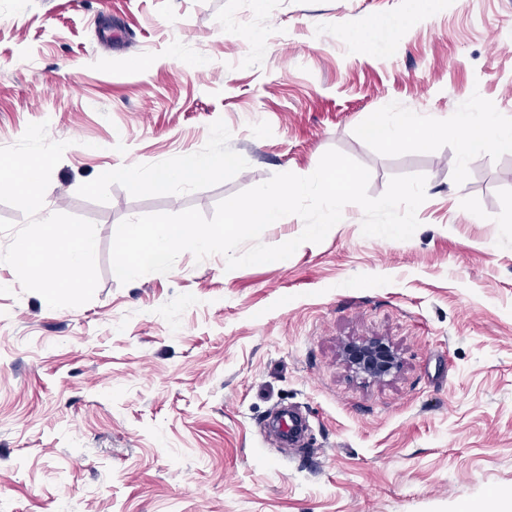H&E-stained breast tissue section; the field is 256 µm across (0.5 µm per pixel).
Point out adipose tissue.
<instances>
[{
	"label": "adipose tissue",
	"mask_w": 512,
	"mask_h": 512,
	"mask_svg": "<svg viewBox=\"0 0 512 512\" xmlns=\"http://www.w3.org/2000/svg\"><path fill=\"white\" fill-rule=\"evenodd\" d=\"M454 127L460 137L461 147L472 142H482L498 152H512V125L501 123L491 112L462 111L457 113ZM419 119L416 113H403L399 120H392L387 114H376L364 128L365 135L384 146H408L423 148L425 142L418 138ZM235 154L208 156L186 153L177 166L166 164L154 168L149 179H142L129 167L117 166L109 173L110 178L121 179L135 192H165L177 186H188L213 180L225 169L236 166Z\"/></svg>",
	"instance_id": "obj_1"
}]
</instances>
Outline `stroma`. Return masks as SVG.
<instances>
[{"instance_id": "obj_1", "label": "stroma", "mask_w": 512, "mask_h": 512, "mask_svg": "<svg viewBox=\"0 0 512 512\" xmlns=\"http://www.w3.org/2000/svg\"><path fill=\"white\" fill-rule=\"evenodd\" d=\"M463 110L512 123V0H0V147L43 121L66 142L44 198L94 223L99 273L52 309L0 262V512H482L512 492V153L460 152ZM377 112L418 113L427 148L367 139ZM330 149L373 197L426 176L412 238L364 236L350 204L285 260L113 276L123 220L212 217ZM190 151L240 164L164 193L108 175ZM376 339L398 359L381 379L344 354ZM281 408L298 445L269 430Z\"/></svg>"}]
</instances>
